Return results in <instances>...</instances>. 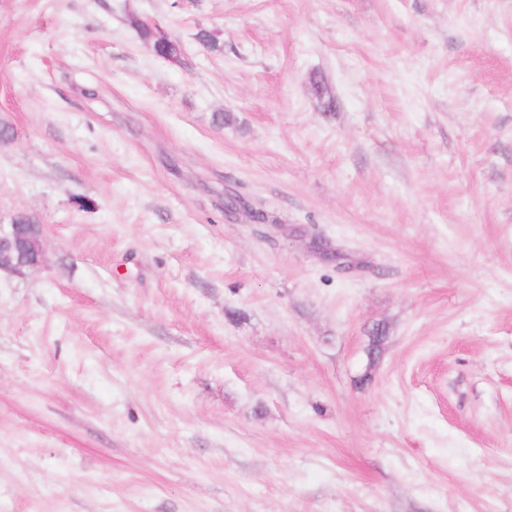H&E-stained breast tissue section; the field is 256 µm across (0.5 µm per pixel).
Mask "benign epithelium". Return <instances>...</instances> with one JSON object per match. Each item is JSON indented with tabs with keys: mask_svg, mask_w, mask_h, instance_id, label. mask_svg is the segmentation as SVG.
Masks as SVG:
<instances>
[{
	"mask_svg": "<svg viewBox=\"0 0 512 512\" xmlns=\"http://www.w3.org/2000/svg\"><path fill=\"white\" fill-rule=\"evenodd\" d=\"M46 225L29 216L0 224V272L23 275L45 263L43 241Z\"/></svg>",
	"mask_w": 512,
	"mask_h": 512,
	"instance_id": "1",
	"label": "benign epithelium"
}]
</instances>
